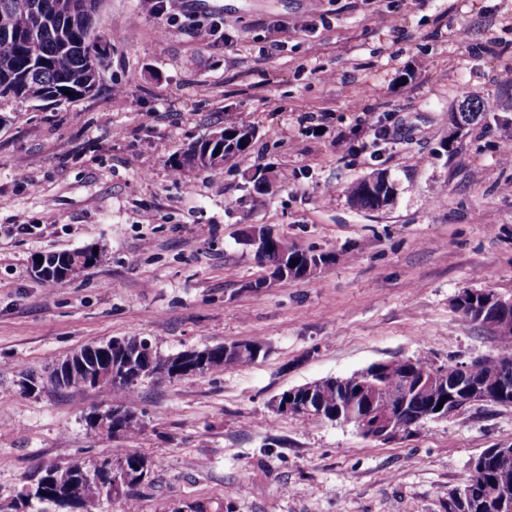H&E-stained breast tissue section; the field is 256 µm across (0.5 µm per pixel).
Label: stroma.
<instances>
[{
  "mask_svg": "<svg viewBox=\"0 0 512 512\" xmlns=\"http://www.w3.org/2000/svg\"><path fill=\"white\" fill-rule=\"evenodd\" d=\"M157 2L101 0L97 31L110 43L95 95L0 102V507L36 469L127 448L151 463L139 512H446L472 457L512 444V407L476 404L382 443L272 401L376 362L495 352L454 301L466 289L512 296V165L499 160L512 86L497 79L512 66V0H322L318 20L311 0L192 2L169 26ZM214 21L198 43L195 26ZM467 96L485 109L457 131ZM228 112L256 126L251 150L191 174L185 190L171 159ZM265 165L291 179L256 201L244 175ZM381 170L397 183L394 204L353 207L347 186ZM246 224L332 261L250 289ZM84 248L98 261L70 281L35 277V257ZM131 336L165 356L245 340L266 354L143 382L126 401L144 425L132 439L87 429L107 389H19L23 372Z\"/></svg>",
  "mask_w": 512,
  "mask_h": 512,
  "instance_id": "obj_1",
  "label": "stroma"
}]
</instances>
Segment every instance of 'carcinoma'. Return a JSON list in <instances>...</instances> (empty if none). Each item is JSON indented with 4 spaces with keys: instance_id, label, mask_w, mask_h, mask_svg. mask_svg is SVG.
Instances as JSON below:
<instances>
[{
    "instance_id": "cac0c4a2",
    "label": "carcinoma",
    "mask_w": 512,
    "mask_h": 512,
    "mask_svg": "<svg viewBox=\"0 0 512 512\" xmlns=\"http://www.w3.org/2000/svg\"><path fill=\"white\" fill-rule=\"evenodd\" d=\"M100 0H0V19L6 18L9 29L0 26V100L22 99L29 103L52 102L58 104L93 94L100 81V73L94 70L92 59L101 36L96 34L98 5ZM68 89L72 95L62 92ZM226 148L236 157L247 154L256 137V128L242 120L224 121ZM170 168L178 173L213 170L214 163L200 160L192 162L178 157L171 161ZM394 181L387 180V173L378 172L366 176L346 189L352 206L369 211H378L388 206ZM304 264L310 257L328 258L313 248H302L284 236L279 249L255 259L260 269L277 268L281 254ZM48 274L40 280L58 285L64 279L58 274L63 265L71 264L67 252H50L43 255ZM198 363L199 373H219L230 366L253 364L257 357L250 348L238 350L232 360L224 358V346H207L176 355H161L152 345L140 337L113 338L97 346L84 347L53 364L50 381L63 388L83 386L107 388L112 394L111 407L122 411L117 435L132 438L142 430L139 418L125 406L127 397L144 381L138 372L147 370L155 377L180 378L175 371L178 363L187 355ZM512 360V341L498 340L495 353L483 357V363H473L464 379H448V389L441 392L417 387L419 369L431 367L434 360L428 357L398 359L391 363L392 372L380 379L375 410L388 405L406 428H415L430 419L429 413L438 407L443 397L453 399L462 391L461 384L483 382L492 378L502 379L511 389L509 396L499 398L488 394V402L500 406H512V375H501L499 365ZM365 380L360 370L348 376L346 387L336 385L333 377L325 378L315 385L310 405L304 400L294 401L291 414L309 421L334 420L336 404L354 409L355 417L367 415L370 407L358 399L356 389ZM127 465V478L115 490L106 484L100 468L106 465ZM150 461L140 453L125 450L98 465L88 467L72 463L66 467H48L38 473L24 477V482L8 504L9 512H58L57 504L73 491H78L80 512H102L106 503H122V512L138 510L132 490L149 476ZM49 480L47 495H32L25 488L41 486ZM469 479L483 492L477 506L459 508V512H503L501 507H512V479L503 480L494 475L492 464L479 458Z\"/></svg>"
}]
</instances>
